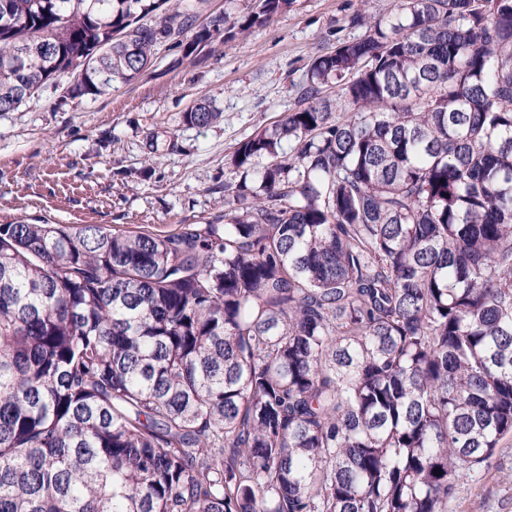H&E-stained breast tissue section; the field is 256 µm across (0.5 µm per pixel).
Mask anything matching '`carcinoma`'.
I'll list each match as a JSON object with an SVG mask.
<instances>
[{
    "instance_id": "1",
    "label": "carcinoma",
    "mask_w": 512,
    "mask_h": 512,
    "mask_svg": "<svg viewBox=\"0 0 512 512\" xmlns=\"http://www.w3.org/2000/svg\"><path fill=\"white\" fill-rule=\"evenodd\" d=\"M207 2L0 0V112L293 4ZM350 24L224 223L0 224V512H448L512 434V0Z\"/></svg>"
}]
</instances>
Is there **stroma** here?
Masks as SVG:
<instances>
[{
	"mask_svg": "<svg viewBox=\"0 0 512 512\" xmlns=\"http://www.w3.org/2000/svg\"><path fill=\"white\" fill-rule=\"evenodd\" d=\"M398 0H294L243 40L214 42L186 58L162 50L151 67L95 100L46 86L0 112V224H104L159 234L224 214L237 143L272 128L298 105L314 55L361 36L350 16L388 18ZM209 98L222 120H183ZM448 512H512V436L488 466L463 478Z\"/></svg>",
	"mask_w": 512,
	"mask_h": 512,
	"instance_id": "35a3bbf8",
	"label": "stroma"
}]
</instances>
